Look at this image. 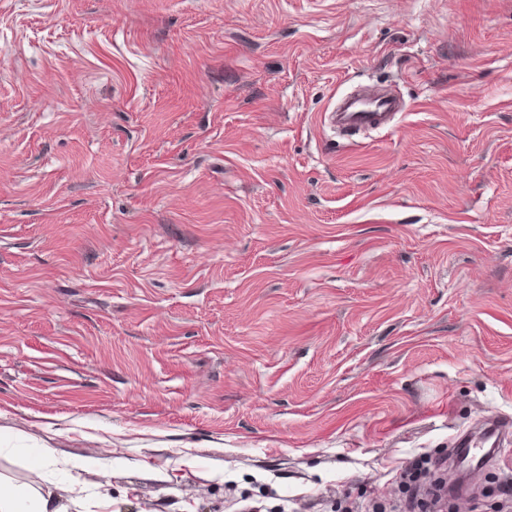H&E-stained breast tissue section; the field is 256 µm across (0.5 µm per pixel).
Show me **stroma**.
Returning a JSON list of instances; mask_svg holds the SVG:
<instances>
[{
  "label": "stroma",
  "instance_id": "obj_1",
  "mask_svg": "<svg viewBox=\"0 0 512 512\" xmlns=\"http://www.w3.org/2000/svg\"><path fill=\"white\" fill-rule=\"evenodd\" d=\"M400 99L350 138L324 112ZM512 419V0H0V478L67 512H390ZM29 448L56 461L30 469ZM505 432L503 422L497 418L484 420L480 428L472 433L457 438L450 453L458 466L468 471L479 468L482 464L501 452V441Z\"/></svg>",
  "mask_w": 512,
  "mask_h": 512
}]
</instances>
